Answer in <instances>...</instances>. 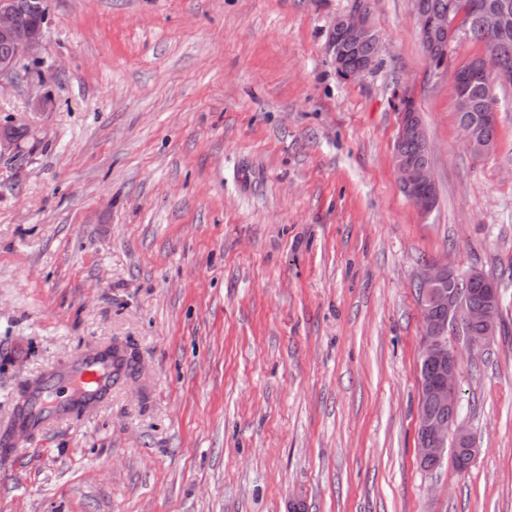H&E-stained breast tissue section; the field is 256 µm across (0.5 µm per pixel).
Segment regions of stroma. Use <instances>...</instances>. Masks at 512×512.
Listing matches in <instances>:
<instances>
[{"mask_svg":"<svg viewBox=\"0 0 512 512\" xmlns=\"http://www.w3.org/2000/svg\"><path fill=\"white\" fill-rule=\"evenodd\" d=\"M367 5L379 65L325 46ZM38 58L0 80V429L79 349L134 345L97 412L23 437L0 512H512V86L466 152L453 69L411 0H47ZM411 97L433 146L421 215L392 164ZM496 281L499 331L465 353L470 469L423 470L418 277Z\"/></svg>","mask_w":512,"mask_h":512,"instance_id":"1","label":"stroma"}]
</instances>
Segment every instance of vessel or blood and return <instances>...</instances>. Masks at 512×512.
I'll list each match as a JSON object with an SVG mask.
<instances>
[{
	"instance_id": "vessel-or-blood-1",
	"label": "vessel or blood",
	"mask_w": 512,
	"mask_h": 512,
	"mask_svg": "<svg viewBox=\"0 0 512 512\" xmlns=\"http://www.w3.org/2000/svg\"><path fill=\"white\" fill-rule=\"evenodd\" d=\"M123 369L108 347L86 348L53 365L32 381L16 404L0 447L12 450L15 437L37 432L78 413L97 411Z\"/></svg>"
}]
</instances>
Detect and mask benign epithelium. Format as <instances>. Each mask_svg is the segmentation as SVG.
<instances>
[{"instance_id": "7a95c632", "label": "benign epithelium", "mask_w": 512, "mask_h": 512, "mask_svg": "<svg viewBox=\"0 0 512 512\" xmlns=\"http://www.w3.org/2000/svg\"><path fill=\"white\" fill-rule=\"evenodd\" d=\"M415 3L414 18L420 40L428 45L438 35L446 34L455 38L463 30L462 16L453 12V4L441 13H429L420 0ZM512 5L504 0L500 8L484 11V19L493 32L500 31ZM22 26L20 14L14 8L13 0H0V36L13 39V56L0 60V78L12 75L16 62L35 56L42 43L43 32L35 31L19 36ZM363 43L374 45L373 53L361 58L354 67L347 64V49ZM382 43L374 30L369 14L359 8L336 17L331 26L326 44V53L330 57L336 73L344 80H351L373 70L379 61ZM474 81L480 82L490 101L496 100V88L512 84V76L503 72L496 57L490 52L478 58L471 68L457 70L454 82L459 87L456 95L457 112L463 114L470 110V98L464 87ZM464 148L476 157L488 154L481 140L477 139L475 125L460 124ZM417 139L426 153H432V145L427 131L416 112H400V126L397 141ZM393 163L405 196L413 203L418 212L429 213L434 203L431 190L435 188L431 165L426 162L414 163L399 152H394ZM478 279L484 285L485 306L473 308L467 304L456 288L460 279ZM421 314L423 319V344L420 358L432 369V376L422 381L420 405H418V429L420 438L416 439L418 461H431L439 465L448 458V446L464 448L470 458L478 452L471 430L457 418L454 397L455 382L461 364V352L448 343V333L458 324L471 326L473 335L464 337L466 347H481L494 339L498 331L492 306L499 297L497 285L481 271L471 269L466 275L453 265L430 263L425 265L420 278ZM446 315L439 318L436 312Z\"/></svg>"}]
</instances>
